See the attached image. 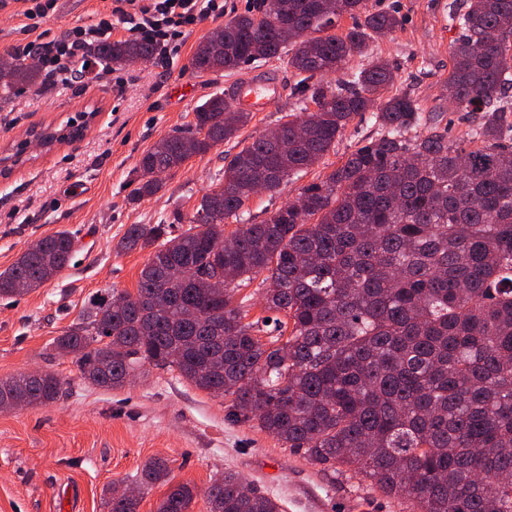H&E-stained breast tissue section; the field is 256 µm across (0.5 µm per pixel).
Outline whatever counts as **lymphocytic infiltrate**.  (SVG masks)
<instances>
[{"mask_svg": "<svg viewBox=\"0 0 512 512\" xmlns=\"http://www.w3.org/2000/svg\"><path fill=\"white\" fill-rule=\"evenodd\" d=\"M23 2V29L35 38L12 46L11 53L34 58L56 88L67 86L73 66L97 43L110 40L114 32L152 44L159 56L169 60L179 54L195 25L224 14V0H112L110 8L96 13L91 23L71 26L61 36L46 40L36 31L54 14L57 0Z\"/></svg>", "mask_w": 512, "mask_h": 512, "instance_id": "f902f5d3", "label": "lymphocytic infiltrate"}]
</instances>
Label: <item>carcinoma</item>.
I'll return each mask as SVG.
<instances>
[{"label": "carcinoma", "mask_w": 512, "mask_h": 512, "mask_svg": "<svg viewBox=\"0 0 512 512\" xmlns=\"http://www.w3.org/2000/svg\"><path fill=\"white\" fill-rule=\"evenodd\" d=\"M286 20L257 12L214 30L224 40L196 47L197 74L235 72L288 56L308 106L242 145L224 164V181L195 212L168 224H131L114 249L150 250L135 293L98 295L55 348L82 379L123 386L145 365L167 368L225 400V417L254 424L334 475L351 474L410 512H512V0H464L449 9L448 95L460 112L481 113L460 140L435 125L416 97L397 89L387 60L347 67L402 26L395 11L367 0H285ZM348 15L354 25L324 31ZM155 54L141 41H108L93 55L107 68ZM339 72L336 82L323 80ZM14 60L0 80L8 96L39 82ZM216 94L193 122L160 139L136 165L131 202L163 189V175L203 156L251 121ZM369 112L376 134L324 179L260 223L244 216L252 183L270 194L300 178ZM288 138L272 152L267 136ZM240 228L224 235V220ZM61 230L28 245L0 272V298L40 287L75 252ZM262 277L264 309L276 335L245 321L238 292ZM66 381L43 371L0 379V407L24 398L57 402ZM169 485L156 512H190L198 492L171 484L166 460L143 469L146 491ZM209 512H279L278 504L233 472L203 491ZM139 495L113 490L109 512H137Z\"/></svg>", "instance_id": "1"}]
</instances>
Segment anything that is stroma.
Segmentation results:
<instances>
[{"label":"stroma","mask_w":512,"mask_h":512,"mask_svg":"<svg viewBox=\"0 0 512 512\" xmlns=\"http://www.w3.org/2000/svg\"><path fill=\"white\" fill-rule=\"evenodd\" d=\"M449 2L369 0V6L397 11L403 19L401 28L373 44L374 55L393 65L426 114L455 139L478 116L456 111L448 97L455 37L448 26ZM109 6L110 0H57L43 28L53 38ZM218 26L215 20L199 25L173 62L154 56L121 67L127 81L121 91L111 73L97 66L64 90L39 94L29 87L0 94V152L25 151L23 164L0 172V271L27 245L57 231H70L77 243L65 270L26 295L0 298V378L53 371L69 383L54 404L0 410V512H107L113 489L134 486L156 458L168 461L173 483L200 490L234 471L274 499L280 512H409L408 503L380 496L360 478L333 476L273 435L228 421L222 397L176 372L149 367L125 387L105 389L84 382L71 359L55 349V338L101 290H136L146 252L114 250L128 225L168 224L180 233L174 212H193L223 177L225 157L299 111L297 78L285 60L247 67V77L275 73L278 101L254 113L239 138L166 174L161 192L131 202L141 155L193 121L197 105L232 91L235 76L199 75L190 66L199 41ZM89 111L95 117L80 137L47 150L30 144L31 129L63 125ZM374 134L369 116H356L318 164L276 194L253 196L246 212L253 222L266 219Z\"/></svg>","instance_id":"obj_1"}]
</instances>
